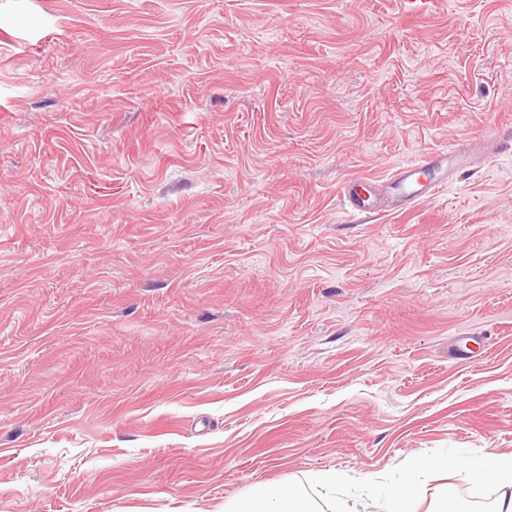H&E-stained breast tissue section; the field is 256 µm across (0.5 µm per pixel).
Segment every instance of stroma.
<instances>
[{"mask_svg": "<svg viewBox=\"0 0 512 512\" xmlns=\"http://www.w3.org/2000/svg\"><path fill=\"white\" fill-rule=\"evenodd\" d=\"M486 135L512 0H0V512L511 456L512 155L340 190ZM469 164L466 153L431 150L398 166L382 180L363 175L349 177L341 192L352 215L377 211L404 215L447 188L455 172ZM431 173L433 178L429 177Z\"/></svg>", "mask_w": 512, "mask_h": 512, "instance_id": "stroma-1", "label": "stroma"}]
</instances>
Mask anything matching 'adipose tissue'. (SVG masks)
Wrapping results in <instances>:
<instances>
[{"mask_svg":"<svg viewBox=\"0 0 512 512\" xmlns=\"http://www.w3.org/2000/svg\"><path fill=\"white\" fill-rule=\"evenodd\" d=\"M462 463L432 451H424L409 463L411 479L383 488L380 492L382 512H417L420 499L414 475L447 472L461 468ZM475 481L495 480L499 495L494 512H512V456L493 458L471 466ZM341 478L334 471L317 472L312 483L315 494H308L294 485L260 484L240 499L224 504V512H359V507L370 496L369 483H361L359 491L343 502L336 493Z\"/></svg>","mask_w":512,"mask_h":512,"instance_id":"ef3b65f1","label":"adipose tissue"}]
</instances>
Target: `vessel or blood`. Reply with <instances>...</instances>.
I'll return each mask as SVG.
<instances>
[{
    "instance_id": "b4317fda",
    "label": "vessel or blood",
    "mask_w": 512,
    "mask_h": 512,
    "mask_svg": "<svg viewBox=\"0 0 512 512\" xmlns=\"http://www.w3.org/2000/svg\"><path fill=\"white\" fill-rule=\"evenodd\" d=\"M469 164L468 154L431 150L398 166L382 180L363 175L349 177L341 192L352 215L377 211L403 215L447 188L455 172Z\"/></svg>"
}]
</instances>
